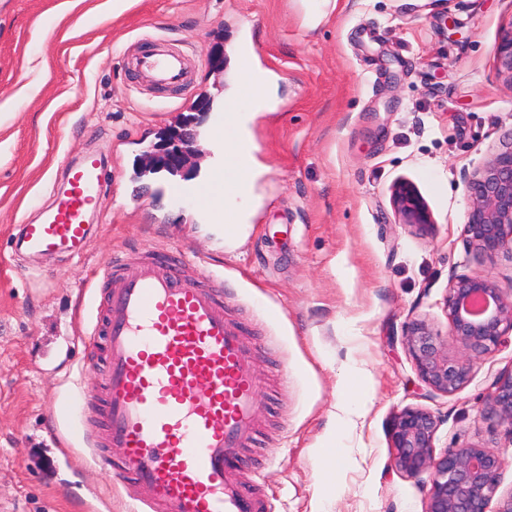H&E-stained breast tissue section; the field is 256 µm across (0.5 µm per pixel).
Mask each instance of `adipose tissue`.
Returning <instances> with one entry per match:
<instances>
[{"instance_id":"1","label":"adipose tissue","mask_w":512,"mask_h":512,"mask_svg":"<svg viewBox=\"0 0 512 512\" xmlns=\"http://www.w3.org/2000/svg\"><path fill=\"white\" fill-rule=\"evenodd\" d=\"M270 79L258 66L240 68L236 82L224 97V136L220 143L225 157L234 159L235 202L216 206L208 202L200 208L201 215L224 233L225 244H234L245 233L250 212L245 205L252 194L250 178L256 165V149L250 128L253 113L272 109L275 105L269 93Z\"/></svg>"}]
</instances>
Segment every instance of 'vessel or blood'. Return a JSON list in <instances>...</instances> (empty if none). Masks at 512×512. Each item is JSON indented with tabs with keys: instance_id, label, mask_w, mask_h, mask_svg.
Returning a JSON list of instances; mask_svg holds the SVG:
<instances>
[{
	"instance_id": "1",
	"label": "vessel or blood",
	"mask_w": 512,
	"mask_h": 512,
	"mask_svg": "<svg viewBox=\"0 0 512 512\" xmlns=\"http://www.w3.org/2000/svg\"><path fill=\"white\" fill-rule=\"evenodd\" d=\"M140 65L168 84L185 76L183 60L172 53ZM102 176L93 156L71 166L66 189L42 221L20 225L13 252L82 254L93 236L87 214ZM101 278L119 285L109 290L93 330L105 340L106 372L97 404L79 425L96 456L121 449L115 473L141 485L145 512H273L260 492L231 476L262 411L258 377L217 289L151 255L109 259Z\"/></svg>"
}]
</instances>
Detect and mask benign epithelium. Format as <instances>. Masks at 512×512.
I'll use <instances>...</instances> for the list:
<instances>
[{"label": "benign epithelium", "instance_id": "obj_1", "mask_svg": "<svg viewBox=\"0 0 512 512\" xmlns=\"http://www.w3.org/2000/svg\"><path fill=\"white\" fill-rule=\"evenodd\" d=\"M502 73L512 79V26L504 30L496 47ZM196 134L174 132L168 146L147 157L150 169L177 173L190 160ZM471 205L463 233L484 265L494 264L503 253H512V141L505 143L468 176ZM393 206L397 223L417 230L433 224L431 212L407 181L396 183ZM450 335L471 354L492 353L507 328L512 329V284L505 287L485 275L452 279L445 301ZM422 380L433 390L453 394L468 381V360L448 354L427 324L416 321L404 337ZM481 414L512 426V371L493 382ZM437 418L421 408L407 407L392 420L388 437L395 466L412 478L427 477L430 492L425 512H488L498 487L503 462L490 448L466 443L434 449Z\"/></svg>", "mask_w": 512, "mask_h": 512}]
</instances>
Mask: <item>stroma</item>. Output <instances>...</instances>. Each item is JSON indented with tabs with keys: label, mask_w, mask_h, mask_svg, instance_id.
Segmentation results:
<instances>
[{
	"label": "stroma",
	"mask_w": 512,
	"mask_h": 512,
	"mask_svg": "<svg viewBox=\"0 0 512 512\" xmlns=\"http://www.w3.org/2000/svg\"><path fill=\"white\" fill-rule=\"evenodd\" d=\"M511 26L512 0H337L313 29L300 0H131L119 12L112 0H0V512H132L141 498L93 461L75 424L104 375L85 349L106 292L98 272L148 253L193 261L205 287L222 277L265 414L234 474L262 472L278 512H425L429 482L394 468L386 436L409 406L438 418L436 449L471 442L501 457L496 512L512 494V429L480 410L512 370V331L451 395L430 393L403 338L419 319L460 354L449 281L512 279L511 259L479 264L463 235L466 176L512 134V79L495 55ZM244 33L278 104L250 122L265 171L249 236L228 251L166 185L193 187L220 163L206 133ZM153 47L188 59L177 88L133 66ZM186 124L192 167L145 171ZM90 153L104 184L87 250L14 263L12 233ZM402 180L433 215L426 232L396 221ZM350 390L366 407L348 424L337 412Z\"/></svg>",
	"instance_id": "1"
}]
</instances>
